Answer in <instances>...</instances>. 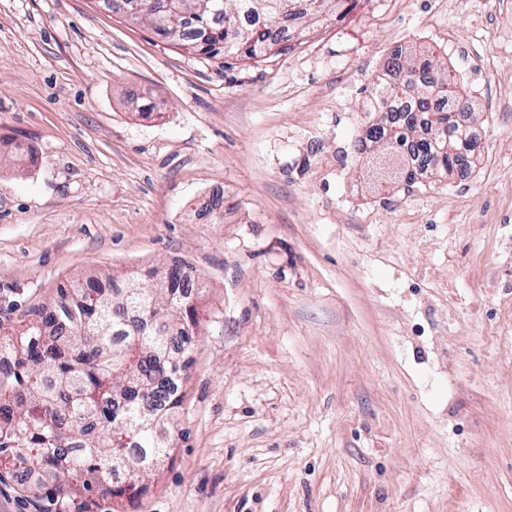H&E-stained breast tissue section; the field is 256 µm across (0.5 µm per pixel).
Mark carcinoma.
Here are the masks:
<instances>
[{"label": "carcinoma", "mask_w": 512, "mask_h": 512, "mask_svg": "<svg viewBox=\"0 0 512 512\" xmlns=\"http://www.w3.org/2000/svg\"><path fill=\"white\" fill-rule=\"evenodd\" d=\"M144 21L172 43L211 57L259 61L296 47L313 25L336 21L359 0H142ZM410 53L388 62L389 78L373 83L365 101L379 119L356 147L386 186H411L448 173L477 146L462 129L448 133L441 98L448 68L428 59L430 77L414 80ZM192 270L178 260L161 288L137 277L120 286L77 284L73 303L36 311L17 335L0 336L13 358L0 372V461L23 455L36 473V512H97L99 500L123 497L126 485L147 489L151 467L171 457L166 441L173 411L183 404L184 357L193 325L178 318L189 299L179 285ZM119 473L126 482L108 478Z\"/></svg>", "instance_id": "obj_1"}]
</instances>
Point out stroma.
<instances>
[{"mask_svg":"<svg viewBox=\"0 0 512 512\" xmlns=\"http://www.w3.org/2000/svg\"><path fill=\"white\" fill-rule=\"evenodd\" d=\"M411 47L470 92L479 156L388 188L353 145ZM175 258L173 455L98 512H512V0H368L250 65L99 0H0V329Z\"/></svg>","mask_w":512,"mask_h":512,"instance_id":"1","label":"stroma"}]
</instances>
